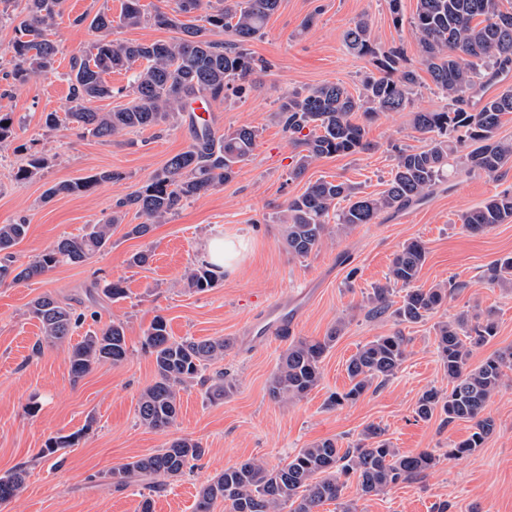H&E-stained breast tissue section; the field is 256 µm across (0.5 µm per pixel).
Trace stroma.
I'll return each mask as SVG.
<instances>
[{
    "label": "stroma",
    "instance_id": "35a3bbf8",
    "mask_svg": "<svg viewBox=\"0 0 512 512\" xmlns=\"http://www.w3.org/2000/svg\"><path fill=\"white\" fill-rule=\"evenodd\" d=\"M121 3L63 0L49 30L58 49L53 71L12 83L3 75L14 67L8 47L25 0L0 5V113L9 114L13 126L11 144L0 146V224L23 220L28 225L25 238L12 249L17 264L111 216L117 200L139 189L191 142L186 116L173 126L129 130L109 142L66 122L45 128L46 113L67 107L71 58L88 53L98 38L89 18L102 11L118 16ZM416 4L402 0L404 21L398 24L387 0H281L262 35L249 44L254 56L270 63V70L256 73L257 84L246 95L211 103L215 134L243 125L260 132L252 157L236 176L186 204L166 223L154 225L147 237L130 235L131 226L141 221L130 209L113 226L110 247L89 261L58 265L21 284L0 282V476L19 468L26 472L24 491L0 503V512H140L146 498L152 501V512H195L201 488L226 467L254 458L279 468L299 449L325 439L352 446L370 426L380 429L399 453L428 450L438 464L422 481L364 497L356 480H349L344 498L357 512H437L445 501L451 512H512V373L488 403L494 432L469 456L452 459L448 451L470 435L471 422L446 425L441 416L422 420L415 414L425 390L448 389L437 352L438 322L463 314L472 320L493 316L498 333L474 349L471 364L512 347V291L482 279L488 264L512 254V222L473 235L460 220L493 195L512 191V170L491 176L459 174L407 209L335 232L305 258L289 254L279 222L289 199L319 179L349 181L365 195L383 191L396 148L425 144L413 127V113L447 110V99L428 74H421L407 110L368 122L371 150L322 158L300 178L289 175L295 150L276 118L281 97L334 82L355 90L375 75L369 58L350 52L342 38L361 17L369 20L381 49L402 46L408 65L418 66L417 43L407 23ZM31 153L45 158V168L30 181L15 182L14 171ZM102 171L115 172V180L86 194L44 197L52 185ZM224 236L244 239L239 266L207 291L186 288L184 271L201 263L210 239ZM414 239L428 251L419 286L452 283L456 289L436 313L402 326L395 317L372 316L367 298L376 285L386 283L402 245ZM143 250L150 253L148 263L129 265L130 256ZM118 278L127 290L125 298L113 301L89 291L93 282ZM44 293L70 303L87 319L69 342L37 352L33 345L39 323L29 317L27 306ZM292 295L300 298L292 329L258 339L250 330L255 315ZM159 315L174 338L229 340L223 360L211 369L227 372L233 387L215 401L207 383H186L179 392L175 423L156 430L139 421L137 407L156 376L142 336ZM113 322L125 326L126 359L100 363L72 380L68 355L73 344ZM398 329L409 343L396 375L373 383L356 402L329 407L332 394L350 387V357L362 345ZM332 332L337 338L323 358L318 385L299 400L271 398L268 382L290 341L320 339ZM74 432L79 440L73 447L41 455L48 438ZM178 438L193 439L204 448L197 466L166 481L157 492L142 484L113 489L108 471Z\"/></svg>",
    "mask_w": 512,
    "mask_h": 512
}]
</instances>
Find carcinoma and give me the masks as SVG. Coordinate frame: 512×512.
Here are the masks:
<instances>
[{
    "instance_id": "carcinoma-1",
    "label": "carcinoma",
    "mask_w": 512,
    "mask_h": 512,
    "mask_svg": "<svg viewBox=\"0 0 512 512\" xmlns=\"http://www.w3.org/2000/svg\"><path fill=\"white\" fill-rule=\"evenodd\" d=\"M62 0H26V14L15 27L8 51L16 60L11 77L22 81L31 74L52 70L57 53L49 39V20ZM280 0H216L201 21L182 20L201 6V0H176L169 11L148 13L141 0H123L118 19L100 12L91 27L101 33L93 51L74 56L67 74L70 94L65 119L104 141L135 129L171 126L196 101L217 100L228 95L240 97L252 89L251 76L266 71L270 63L254 59L244 44L262 33ZM151 22L174 29L179 37L152 43H121L110 39L112 28L137 27ZM420 64L429 73L436 90L448 98L444 112H415L414 128L426 136L421 148L398 151L396 164L386 189L376 195H361L343 180L319 179L308 184L299 195L288 200L279 221L288 253L306 257L317 250L330 234L329 221L336 228L372 224L386 211H400L428 195L439 184L459 172L496 175L512 167V140L498 135L502 117L512 113V90L486 99L480 97L484 84L512 70V10L503 0H417L411 20ZM225 34V41L215 36ZM345 46L368 56L379 76L366 78L356 92L341 83L324 84L305 93L285 94L277 117L297 152L290 175L300 177L312 162L326 157L349 156L370 149L365 122L383 112H399L410 104L417 84L416 70L406 64L401 46L383 50L377 47L370 22L361 17L343 32ZM141 60L145 66L136 74L129 90L131 99L121 108L100 112L91 106L98 99L112 97V87L104 75L128 69ZM259 130L241 126L215 136L206 127L194 129L189 146L169 158L138 191L119 201L112 216L88 225L80 236L62 237L25 266L13 264L10 249L28 232L24 222L0 224V281L12 278L20 283L54 269L62 262L82 264L106 248L112 226L122 220L123 209L134 208L146 219L135 224L129 234L144 237L155 224L165 221L187 202L232 180L239 165L253 155ZM45 160L31 154L13 173L17 182L35 177ZM120 175L103 172L53 185L45 198L59 194H81L101 181ZM346 206H341V203ZM512 220V192L505 191L461 216L463 227L481 234ZM427 259V249L418 240L405 243L395 255L388 283L373 288L368 296L369 313H392L400 323H418L438 311L448 300L446 288L416 286ZM483 279L492 286L512 289V254L489 264ZM186 287L205 291L216 282L212 266L202 264L185 270ZM406 292L394 306L393 286ZM29 315L40 324L41 336L36 351L65 342L73 329L84 321L68 303L45 294L33 299ZM332 331L322 340L293 341L280 357L269 384V395L276 400L300 399L321 379L325 352L336 340ZM497 335V323L488 314L469 323L461 315L452 322L436 326L437 351L451 390L444 397L435 388L422 393L416 414L429 420L438 413L442 421L473 423V431L457 443L448 458L471 454L481 447L495 428L485 414L493 393L512 370V350L497 351L477 367H469L473 348ZM408 341L397 330L360 347L349 359V389L329 399L338 407L359 399L376 380L394 376L407 355ZM142 346L154 358L156 377L141 393L138 417L151 429L171 426L178 412V387L197 378L211 361L224 355L229 342L221 338L177 340L169 335L166 321L158 317L144 332ZM125 329L112 322L76 344L68 357L73 380L89 373L101 362L114 364L127 356ZM231 384L218 371L212 378L209 394L224 398ZM79 434L48 438L42 455L75 445ZM205 453L191 439H178L167 448L147 457L127 462L109 472L112 486L155 479L176 478L192 469ZM436 464L435 456L422 451L402 455L381 439V433L367 428L351 448H340L326 439L301 448L278 469L269 470L254 460L230 466L202 488L196 512H212L214 503L224 501L225 512H318L327 502H340L342 512H356L351 503L342 502L347 479L356 476L363 495L377 493L424 478ZM25 484V471L17 469L0 477V502L17 497Z\"/></svg>"
}]
</instances>
